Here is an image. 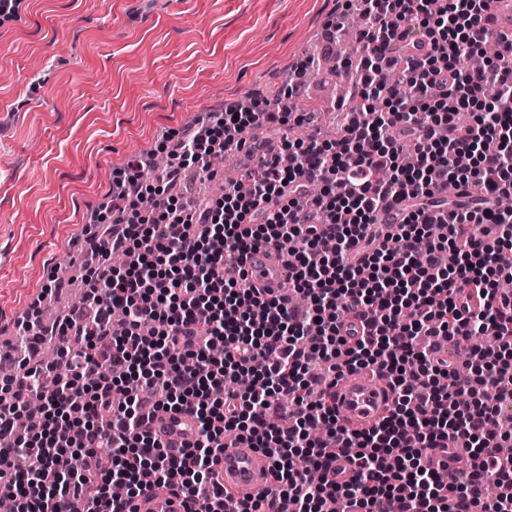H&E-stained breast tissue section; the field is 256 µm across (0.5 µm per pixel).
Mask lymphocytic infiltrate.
Segmentation results:
<instances>
[{"label": "lymphocytic infiltrate", "instance_id": "f902f5d3", "mask_svg": "<svg viewBox=\"0 0 512 512\" xmlns=\"http://www.w3.org/2000/svg\"><path fill=\"white\" fill-rule=\"evenodd\" d=\"M363 53L353 94L362 119L334 139L281 138L279 151L243 142L246 127L302 125L305 115L262 98L180 138L162 179L138 163L118 182L111 223L87 242L96 260L83 301L46 326L39 306L18 322L16 374L0 378V496L14 512H126L149 486L179 488L224 512L213 477L226 432L271 459L273 485L242 512H512V432L489 429L512 398V41L496 28L498 0H360ZM497 44L485 68L468 55ZM385 70L400 74L386 84ZM241 150L250 194L175 198L172 186L207 171L216 152ZM294 156L291 168L282 155ZM462 189L441 200L445 182ZM402 221L379 231L389 208ZM483 227L473 234L471 225ZM287 248V298H265L245 275L225 279L248 251ZM128 257L114 268L113 254ZM479 312L462 317L459 285ZM482 334L498 342L466 373L440 355ZM369 368L395 393L390 414L366 431L339 425L322 381ZM252 372L260 389L229 383ZM196 419L182 457L146 429L151 410ZM463 445L473 469L444 484L431 452ZM350 449L354 483L332 476Z\"/></svg>", "mask_w": 512, "mask_h": 512}]
</instances>
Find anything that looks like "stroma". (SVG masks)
Here are the masks:
<instances>
[{"label": "stroma", "instance_id": "obj_1", "mask_svg": "<svg viewBox=\"0 0 512 512\" xmlns=\"http://www.w3.org/2000/svg\"><path fill=\"white\" fill-rule=\"evenodd\" d=\"M337 0H19L0 17V337L67 266L116 171L268 98Z\"/></svg>", "mask_w": 512, "mask_h": 512}]
</instances>
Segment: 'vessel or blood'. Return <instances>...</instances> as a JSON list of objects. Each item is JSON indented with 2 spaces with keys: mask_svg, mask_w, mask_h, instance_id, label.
Wrapping results in <instances>:
<instances>
[{
  "mask_svg": "<svg viewBox=\"0 0 512 512\" xmlns=\"http://www.w3.org/2000/svg\"><path fill=\"white\" fill-rule=\"evenodd\" d=\"M249 280L267 295L282 296L288 277V257L276 248H263L244 260ZM394 395L387 379L368 371L345 375L332 401L340 424L367 430L386 417ZM151 432L172 453H179L195 436V421L185 411H161L149 425ZM215 478L236 498L266 494L272 485L270 458L263 451L238 442L225 448L215 469ZM197 500L177 489L151 488L135 502L136 512H196Z\"/></svg>",
  "mask_w": 512,
  "mask_h": 512,
  "instance_id": "obj_1",
  "label": "vessel or blood"
}]
</instances>
